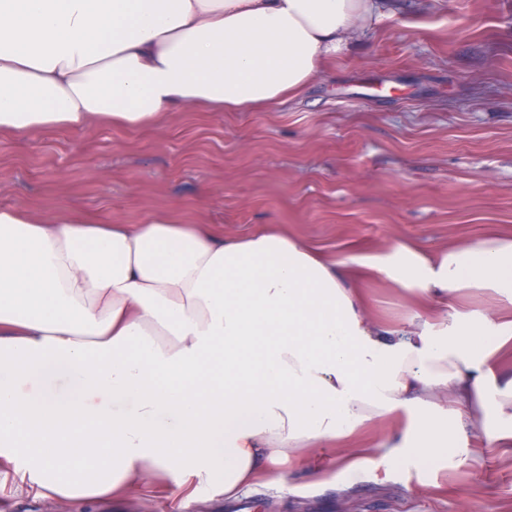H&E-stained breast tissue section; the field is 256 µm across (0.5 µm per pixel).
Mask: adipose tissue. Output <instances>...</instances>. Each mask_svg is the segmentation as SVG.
<instances>
[{
  "mask_svg": "<svg viewBox=\"0 0 512 512\" xmlns=\"http://www.w3.org/2000/svg\"><path fill=\"white\" fill-rule=\"evenodd\" d=\"M393 0H0V135L272 108ZM375 275L413 303L371 315ZM493 304L475 309L459 295ZM512 236L336 260L278 225L0 208V468L86 507L180 471L234 498L387 417L405 463L512 448Z\"/></svg>",
  "mask_w": 512,
  "mask_h": 512,
  "instance_id": "ef3b65f1",
  "label": "adipose tissue"
}]
</instances>
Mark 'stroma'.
Here are the masks:
<instances>
[{
    "label": "stroma",
    "mask_w": 512,
    "mask_h": 512,
    "mask_svg": "<svg viewBox=\"0 0 512 512\" xmlns=\"http://www.w3.org/2000/svg\"><path fill=\"white\" fill-rule=\"evenodd\" d=\"M0 207L95 222L163 217L243 235L279 224L347 257L401 240L427 251L512 236V0H398L391 17L296 101L269 110L185 107L152 129L91 125L0 137ZM285 482L243 494L250 512H512V455L378 458L355 475L329 448ZM172 473L159 496L91 512H235ZM0 512H79L0 470Z\"/></svg>",
    "instance_id": "1"
}]
</instances>
